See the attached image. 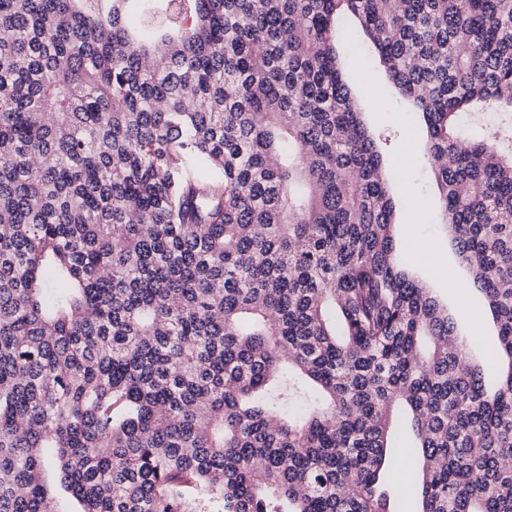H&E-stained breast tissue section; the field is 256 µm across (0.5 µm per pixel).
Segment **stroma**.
<instances>
[{"mask_svg": "<svg viewBox=\"0 0 512 512\" xmlns=\"http://www.w3.org/2000/svg\"><path fill=\"white\" fill-rule=\"evenodd\" d=\"M347 75L373 79L359 90L365 123L383 140L382 151L397 192L396 236L412 274L447 305L460 336L470 341V358L479 360L497 344V328L482 293L459 264L444 225L437 222L439 192L424 158L425 132L385 82L383 71L368 54L347 56Z\"/></svg>", "mask_w": 512, "mask_h": 512, "instance_id": "stroma-1", "label": "stroma"}]
</instances>
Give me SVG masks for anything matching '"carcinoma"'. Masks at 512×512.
Here are the masks:
<instances>
[{"instance_id":"carcinoma-1","label":"carcinoma","mask_w":512,"mask_h":512,"mask_svg":"<svg viewBox=\"0 0 512 512\" xmlns=\"http://www.w3.org/2000/svg\"><path fill=\"white\" fill-rule=\"evenodd\" d=\"M351 17L422 114L481 365L397 252ZM402 446L420 512H512V0H0V512L49 467L80 512H397Z\"/></svg>"}]
</instances>
